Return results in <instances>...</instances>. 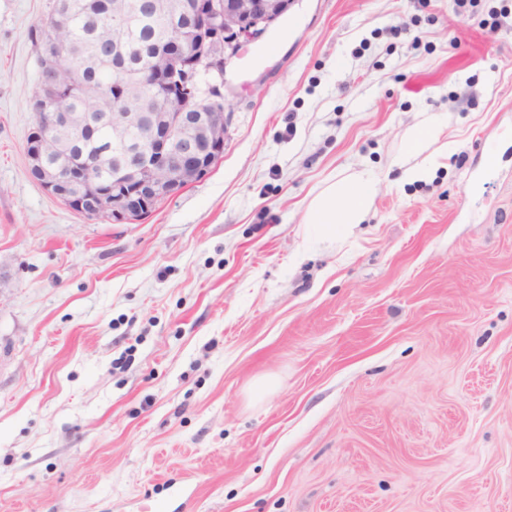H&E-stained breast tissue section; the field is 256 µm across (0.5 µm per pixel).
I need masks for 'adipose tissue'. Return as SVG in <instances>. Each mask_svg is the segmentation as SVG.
I'll use <instances>...</instances> for the list:
<instances>
[{
  "label": "adipose tissue",
  "mask_w": 512,
  "mask_h": 512,
  "mask_svg": "<svg viewBox=\"0 0 512 512\" xmlns=\"http://www.w3.org/2000/svg\"><path fill=\"white\" fill-rule=\"evenodd\" d=\"M378 182L364 171L352 179L331 184L312 203L306 221L321 236L348 235L364 223L377 193Z\"/></svg>",
  "instance_id": "adipose-tissue-1"
}]
</instances>
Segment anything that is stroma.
Wrapping results in <instances>:
<instances>
[{
  "label": "stroma",
  "instance_id": "1",
  "mask_svg": "<svg viewBox=\"0 0 512 512\" xmlns=\"http://www.w3.org/2000/svg\"><path fill=\"white\" fill-rule=\"evenodd\" d=\"M52 2L0 0V512H512V0H294L136 224L28 172ZM365 169L367 221L308 241Z\"/></svg>",
  "mask_w": 512,
  "mask_h": 512
}]
</instances>
